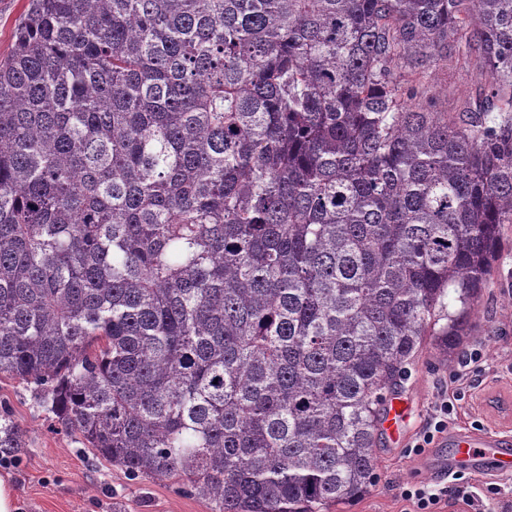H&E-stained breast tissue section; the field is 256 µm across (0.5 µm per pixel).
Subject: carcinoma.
I'll list each match as a JSON object with an SVG mask.
<instances>
[{
    "label": "carcinoma",
    "mask_w": 512,
    "mask_h": 512,
    "mask_svg": "<svg viewBox=\"0 0 512 512\" xmlns=\"http://www.w3.org/2000/svg\"><path fill=\"white\" fill-rule=\"evenodd\" d=\"M449 46L487 89L432 112ZM507 224L512 0H29L0 60V378L209 512L368 494Z\"/></svg>",
    "instance_id": "1"
}]
</instances>
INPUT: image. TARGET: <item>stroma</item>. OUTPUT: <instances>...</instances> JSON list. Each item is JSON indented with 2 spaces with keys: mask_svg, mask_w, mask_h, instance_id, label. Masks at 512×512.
Returning <instances> with one entry per match:
<instances>
[{
  "mask_svg": "<svg viewBox=\"0 0 512 512\" xmlns=\"http://www.w3.org/2000/svg\"><path fill=\"white\" fill-rule=\"evenodd\" d=\"M435 112L455 111L482 83L476 62L449 55L428 77ZM471 345L482 346L484 370L467 393L456 420L422 452L412 450L442 394L452 388L459 362H447L432 345L407 367L391 391L407 406L404 442L379 436L377 479L366 496L341 512H413L403 495L411 485L441 481L438 464L453 451L454 434L512 441V224L495 260L472 318ZM10 415L21 430L19 465L0 466L12 487L18 512H208L177 480L130 479L123 470L97 458L75 437L58 431L35 385L0 380V415Z\"/></svg>",
  "mask_w": 512,
  "mask_h": 512,
  "instance_id": "stroma-1",
  "label": "stroma"
}]
</instances>
